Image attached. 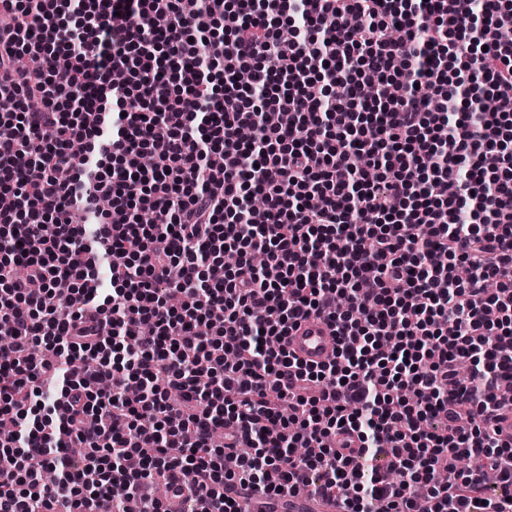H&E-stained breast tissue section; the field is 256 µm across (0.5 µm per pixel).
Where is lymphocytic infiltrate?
I'll use <instances>...</instances> for the list:
<instances>
[{"mask_svg": "<svg viewBox=\"0 0 512 512\" xmlns=\"http://www.w3.org/2000/svg\"><path fill=\"white\" fill-rule=\"evenodd\" d=\"M0 13V512H512V0ZM312 315L320 365L284 342ZM285 341L288 351L312 365L331 360L337 348L334 329L325 320L317 317L301 321L289 331ZM346 506L341 498L308 497L297 499L288 498V508L279 509L275 512H345Z\"/></svg>", "mask_w": 512, "mask_h": 512, "instance_id": "f902f5d3", "label": "lymphocytic infiltrate"}]
</instances>
